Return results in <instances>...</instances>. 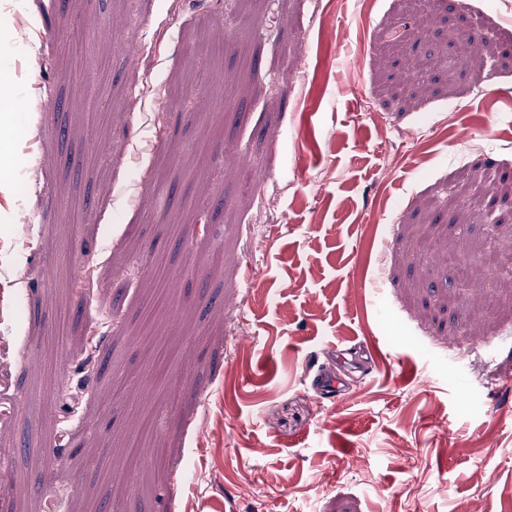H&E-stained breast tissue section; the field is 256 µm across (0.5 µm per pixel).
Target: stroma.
Here are the masks:
<instances>
[{
  "instance_id": "1",
  "label": "stroma",
  "mask_w": 512,
  "mask_h": 512,
  "mask_svg": "<svg viewBox=\"0 0 512 512\" xmlns=\"http://www.w3.org/2000/svg\"><path fill=\"white\" fill-rule=\"evenodd\" d=\"M449 2L0 0V512H506L512 0Z\"/></svg>"
}]
</instances>
